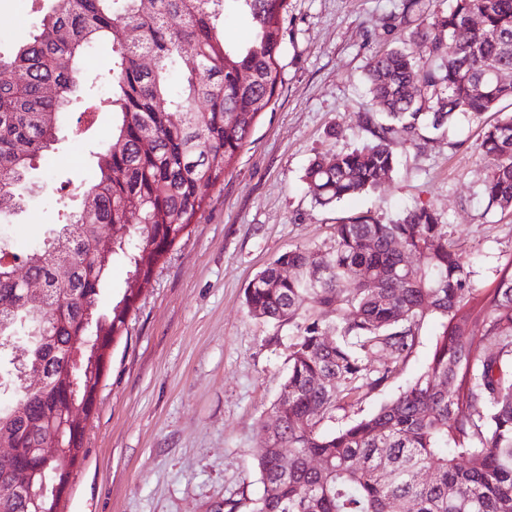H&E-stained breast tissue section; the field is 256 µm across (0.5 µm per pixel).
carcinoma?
<instances>
[{"instance_id":"carcinoma-1","label":"carcinoma","mask_w":512,"mask_h":512,"mask_svg":"<svg viewBox=\"0 0 512 512\" xmlns=\"http://www.w3.org/2000/svg\"><path fill=\"white\" fill-rule=\"evenodd\" d=\"M287 8L288 0H49L32 38L0 56V216L24 205L28 175L57 141L63 113L79 112L80 122L105 102L112 141L121 145L94 153L96 177L79 205L25 255L40 296H27L13 267L0 265V349L24 343V361L43 373L40 388L17 382L11 401L0 403V435L16 448L0 461V512H60L55 485L75 475L84 447V428L63 417L72 387L85 400L96 394L92 358L126 331L155 264L202 211L204 189L224 181L258 115L275 103ZM229 12L249 16L247 43L224 38ZM108 37L112 78L101 94L82 76L81 60ZM186 44L196 49V66L181 71ZM505 71L512 72V0H453L422 19L367 63L378 111L359 119L371 139L307 168L316 203L378 189L396 166L394 140L419 147L459 116L512 99V83L498 77ZM481 149L487 207L512 209V114L484 132ZM333 236L327 251L281 254L244 291L252 316L294 329L268 412L277 431L255 456L263 493L251 512H512V257L490 285L478 286L448 225L424 205L388 224L367 213L346 217ZM110 237L105 253L99 244ZM396 241L415 256L412 265ZM116 257L130 267L127 287L103 312L100 292ZM430 317L438 331L426 370L372 413L325 429L343 403L392 376ZM41 326L49 338L38 337ZM329 334L336 339L326 344ZM73 349L85 357L71 371ZM379 351L388 359L375 372L369 357ZM55 427L64 447L47 458L42 444ZM16 468L44 480L37 502L3 493Z\"/></svg>"}]
</instances>
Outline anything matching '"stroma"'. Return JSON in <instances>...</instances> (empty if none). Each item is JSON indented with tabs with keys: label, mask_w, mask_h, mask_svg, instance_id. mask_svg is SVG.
<instances>
[{
	"label": "stroma",
	"mask_w": 512,
	"mask_h": 512,
	"mask_svg": "<svg viewBox=\"0 0 512 512\" xmlns=\"http://www.w3.org/2000/svg\"><path fill=\"white\" fill-rule=\"evenodd\" d=\"M405 2L288 0L277 100L129 314L86 421V457L63 512H211L229 498L250 512L262 490L254 467L262 420L287 371L292 329L249 314L244 290L288 249L328 250L338 219L367 212L386 224L433 206L483 286L512 256V210L483 202L480 148L484 128L512 112V100L423 148L394 142L397 170L375 192L323 208L305 180L312 162H331L369 140L357 120L370 109L369 57L451 0H421L409 11ZM35 9L34 0H0L1 51L29 39ZM111 135V113L80 123L65 114L56 149L30 176L40 190L22 213L0 221V246L21 255L42 243L59 221L48 184L91 179L90 152ZM437 328L436 319L423 323L397 372L337 409L328 429L348 426L405 388L425 368Z\"/></svg>",
	"instance_id": "obj_1"
}]
</instances>
